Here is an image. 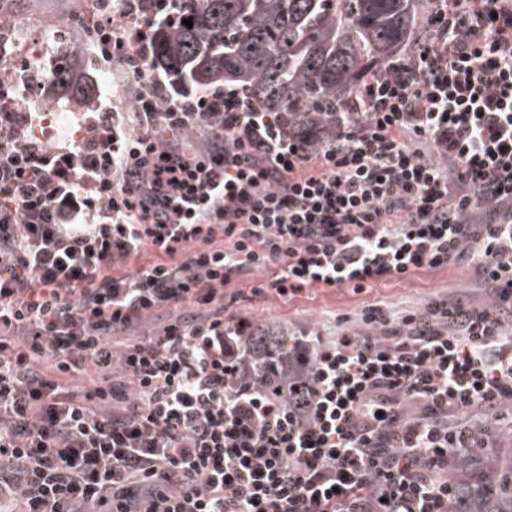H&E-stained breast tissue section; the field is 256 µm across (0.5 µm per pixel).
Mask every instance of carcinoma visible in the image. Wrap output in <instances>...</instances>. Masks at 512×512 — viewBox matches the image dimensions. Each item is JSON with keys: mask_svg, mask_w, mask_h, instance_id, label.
<instances>
[{"mask_svg": "<svg viewBox=\"0 0 512 512\" xmlns=\"http://www.w3.org/2000/svg\"><path fill=\"white\" fill-rule=\"evenodd\" d=\"M176 15L144 31L152 64L196 96L226 85L248 105L279 112H343L372 64L406 51L424 27L425 0H175ZM192 19L193 26L182 24ZM50 88L77 98L68 70ZM484 512H512V473L484 485Z\"/></svg>", "mask_w": 512, "mask_h": 512, "instance_id": "1", "label": "carcinoma"}]
</instances>
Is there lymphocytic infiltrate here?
Listing matches in <instances>:
<instances>
[{
  "instance_id": "lymphocytic-infiltrate-1",
  "label": "lymphocytic infiltrate",
  "mask_w": 512,
  "mask_h": 512,
  "mask_svg": "<svg viewBox=\"0 0 512 512\" xmlns=\"http://www.w3.org/2000/svg\"><path fill=\"white\" fill-rule=\"evenodd\" d=\"M103 2L132 119L50 144L0 111V512H468L448 468L512 417V0H428L326 130L157 96L142 17ZM465 263L478 297L289 325L273 375L234 309L261 271L287 305Z\"/></svg>"
}]
</instances>
